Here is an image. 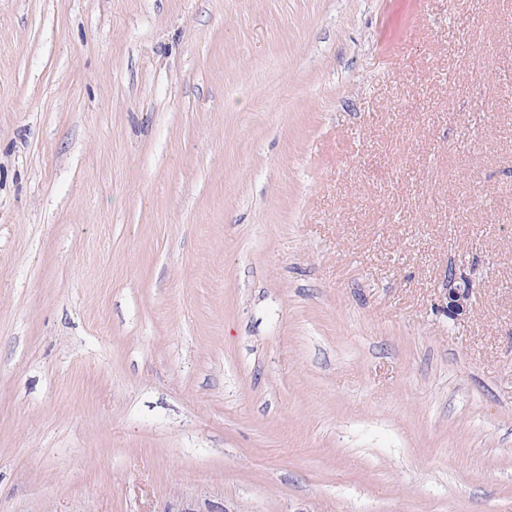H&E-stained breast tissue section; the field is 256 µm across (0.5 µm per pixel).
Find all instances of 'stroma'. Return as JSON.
<instances>
[{
	"instance_id": "stroma-1",
	"label": "stroma",
	"mask_w": 512,
	"mask_h": 512,
	"mask_svg": "<svg viewBox=\"0 0 512 512\" xmlns=\"http://www.w3.org/2000/svg\"><path fill=\"white\" fill-rule=\"evenodd\" d=\"M176 496L512 512V0H0V512ZM456 272H448V316L453 319H458L465 316L470 307V296L472 288L469 285H455Z\"/></svg>"
}]
</instances>
